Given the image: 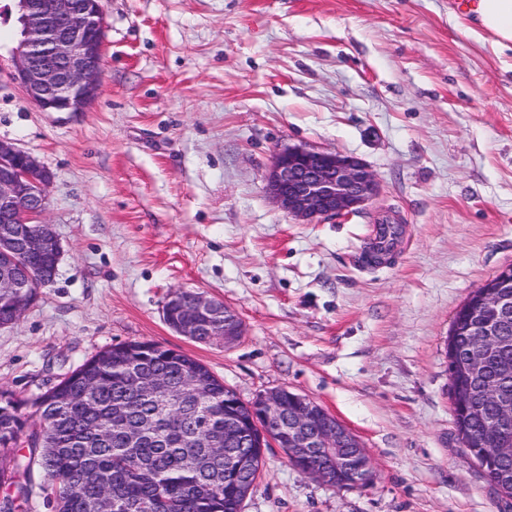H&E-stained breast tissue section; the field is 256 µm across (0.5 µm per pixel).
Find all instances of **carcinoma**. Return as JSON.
<instances>
[{
	"label": "carcinoma",
	"instance_id": "1",
	"mask_svg": "<svg viewBox=\"0 0 512 512\" xmlns=\"http://www.w3.org/2000/svg\"><path fill=\"white\" fill-rule=\"evenodd\" d=\"M45 233L36 224H1L0 237L15 242L16 252L0 257V275L15 287L0 288V326L16 323L37 295L30 273L53 267L56 251L46 247L30 256L27 238ZM194 291L182 293L167 320L190 323L201 332L192 340L221 342L223 321L200 309ZM454 341L461 359L470 336L469 315L460 318ZM512 373V350L490 360L484 379ZM231 389L207 367L180 350L148 341L109 347L86 360L32 401L37 427L28 435L29 455L15 448L26 425L24 401L0 389V485L16 481L31 466L54 483V512H235L244 489L263 466L260 434L249 447L237 434L249 429L250 413L234 406ZM495 408L455 416L461 441L471 448L486 444V422ZM248 455L251 466L237 468ZM500 494L512 498V461L507 470L488 468Z\"/></svg>",
	"mask_w": 512,
	"mask_h": 512
}]
</instances>
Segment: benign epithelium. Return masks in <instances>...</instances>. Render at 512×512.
<instances>
[{"label": "benign epithelium", "mask_w": 512, "mask_h": 512, "mask_svg": "<svg viewBox=\"0 0 512 512\" xmlns=\"http://www.w3.org/2000/svg\"><path fill=\"white\" fill-rule=\"evenodd\" d=\"M20 39L13 48L17 81L43 112H84L97 99L105 57V13L98 0H17ZM50 169L32 155L0 141V224H40L47 228ZM267 190L289 214L313 221L355 212L378 193L373 172L356 157L308 147L278 150L272 160ZM474 313L469 327L471 345L459 368L472 379L481 376L487 361L507 349L500 323L512 315V266L501 269L466 302ZM224 346L238 342L244 325L238 311L224 305ZM284 389L256 397V426L267 446L282 448L292 461L306 456L329 459L330 468L312 477L354 488L371 478L367 449L337 418L322 411L326 426L316 430L314 401L298 394L296 404L283 411ZM481 398L495 403L498 418L486 430L490 447L485 456L512 457V400L502 384H483Z\"/></svg>", "instance_id": "benign-epithelium-1"}]
</instances>
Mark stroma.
Wrapping results in <instances>:
<instances>
[{
  "label": "stroma",
  "instance_id": "stroma-1",
  "mask_svg": "<svg viewBox=\"0 0 512 512\" xmlns=\"http://www.w3.org/2000/svg\"><path fill=\"white\" fill-rule=\"evenodd\" d=\"M462 0H103L101 91L43 112L11 78L0 0V140L53 173L55 280L0 327V387L31 399L97 352L150 341L246 402L306 395L367 448L356 488L264 454L244 512H512L454 423L456 311L512 265V49ZM350 155L380 192L299 221L266 190L276 150ZM391 260L365 263L379 213ZM184 288L245 334L199 344L163 319Z\"/></svg>",
  "mask_w": 512,
  "mask_h": 512
}]
</instances>
